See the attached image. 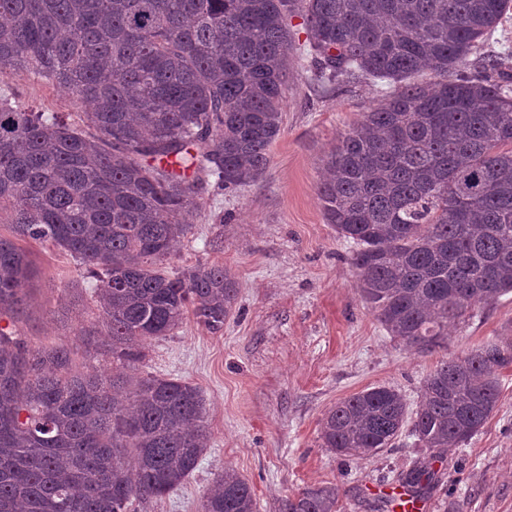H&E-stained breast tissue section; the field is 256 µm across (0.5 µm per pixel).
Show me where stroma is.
Returning <instances> with one entry per match:
<instances>
[{
	"label": "stroma",
	"instance_id": "obj_1",
	"mask_svg": "<svg viewBox=\"0 0 512 512\" xmlns=\"http://www.w3.org/2000/svg\"><path fill=\"white\" fill-rule=\"evenodd\" d=\"M294 49L284 92L282 130L263 178L234 191L203 185L192 196L189 233L167 258V271L221 265L237 285L236 304L213 334L186 316L167 336L144 341L139 374L175 378L206 398L209 446L192 476L162 497L135 501V512H200L204 493L224 469L251 486L257 512H281L305 488L334 486L339 512H404L402 474L423 454L414 438L345 457L324 448L320 420L336 402L386 385L416 408L423 381L440 360L512 339V293L450 326L442 347H404L361 298L350 263L352 242L327 224L318 186L341 133L394 91L386 83L324 90L313 80L308 35L292 20ZM11 103L79 122L59 88L18 71L0 81ZM33 261L17 316L0 317L30 347L77 349L84 369L111 374L112 359L86 352L81 331L101 328V310L69 253L24 240ZM500 402L472 438L439 450L438 480L424 489L422 512H512V367L501 370Z\"/></svg>",
	"mask_w": 512,
	"mask_h": 512
}]
</instances>
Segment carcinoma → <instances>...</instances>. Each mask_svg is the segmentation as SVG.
Here are the masks:
<instances>
[{
	"mask_svg": "<svg viewBox=\"0 0 512 512\" xmlns=\"http://www.w3.org/2000/svg\"><path fill=\"white\" fill-rule=\"evenodd\" d=\"M512 0H0V75L26 70L85 108L84 125L0 97V211L16 233L68 252L107 328L86 345L135 369L137 343L191 313L224 329L237 297L222 265L169 273L208 177L259 181L281 133L290 19L308 31L322 87L398 85L328 155L327 223L352 241L366 305L404 345L432 351L448 324L512 293V53L469 57ZM429 71L433 80L411 77ZM28 254L0 237V315L23 309ZM512 341L441 361L413 411L378 385L332 406L322 447L432 452L492 416ZM206 400L156 376L82 371L69 348L31 349L0 327V512H129L182 485L208 448ZM436 479L417 459L403 486ZM306 489L283 512H337ZM201 512H255L248 482L219 474Z\"/></svg>",
	"mask_w": 512,
	"mask_h": 512,
	"instance_id": "1",
	"label": "carcinoma"
}]
</instances>
